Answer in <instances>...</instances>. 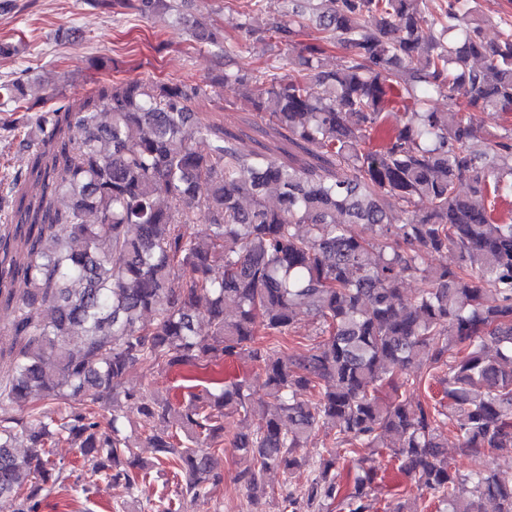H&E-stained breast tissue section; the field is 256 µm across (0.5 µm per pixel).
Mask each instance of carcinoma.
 <instances>
[{
    "instance_id": "1",
    "label": "carcinoma",
    "mask_w": 512,
    "mask_h": 512,
    "mask_svg": "<svg viewBox=\"0 0 512 512\" xmlns=\"http://www.w3.org/2000/svg\"><path fill=\"white\" fill-rule=\"evenodd\" d=\"M304 2L288 0L284 23L261 25L249 11L242 24L256 43L300 47L293 83L238 69L210 86L239 85L320 174L246 153L198 121L192 106L205 91L186 81L116 80L25 133L28 167L0 195V311L13 314L0 321L11 338L0 405L26 412L0 420V497L16 512H41L68 488L62 441L135 493L151 467L125 433L130 411L158 423L145 441L154 466L177 479L160 512H191L223 480L231 419L232 448L251 457L238 482L254 504L266 473L300 469L297 449L324 428L334 441L302 495L283 496L288 512L336 501L366 512L377 472L362 468L346 489L336 469L383 449L418 489L386 512H425L428 497L439 512H512V483L493 471L462 476L443 452L448 426L461 453L512 460V216L498 213L512 200V20L488 41L477 0ZM176 8L137 5L143 17ZM313 19L328 36H311ZM194 36L228 61L241 53L231 37ZM333 47L341 54L326 69ZM23 86L0 82V105L17 103ZM436 97L453 106L431 109ZM398 102L404 121L388 130ZM477 111L501 122L481 134ZM449 251L454 266L426 263ZM408 277L418 287L406 296ZM304 310L318 320L313 343L273 358ZM241 354L274 403H255L245 380L197 387L184 402L130 383L138 365L175 372ZM424 364L448 370L443 396L412 410L399 391L421 386ZM385 386L397 392L389 402ZM258 408L264 422L252 430Z\"/></svg>"
}]
</instances>
